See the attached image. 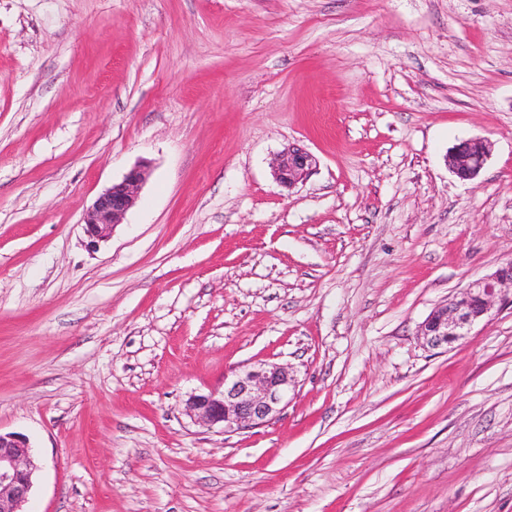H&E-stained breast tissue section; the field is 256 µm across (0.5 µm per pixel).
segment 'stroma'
I'll return each mask as SVG.
<instances>
[{
    "mask_svg": "<svg viewBox=\"0 0 512 512\" xmlns=\"http://www.w3.org/2000/svg\"><path fill=\"white\" fill-rule=\"evenodd\" d=\"M483 138L459 180L446 155ZM317 164L274 179L288 144ZM144 166L89 249L83 217ZM512 0H0V431L25 512H512ZM288 365L268 425L184 411ZM490 154L491 143L487 140L465 139L448 152V167L459 179L473 180L484 169ZM145 178V169L135 166L120 182L112 183L97 197L84 217V232L89 247L96 248L111 236L116 224L136 205ZM503 288L512 290L511 261L493 273L470 282L448 303L435 307L422 322L418 336L431 349L464 340L475 325L491 316ZM36 470L29 442L0 431V512H25Z\"/></svg>",
    "mask_w": 512,
    "mask_h": 512,
    "instance_id": "obj_1",
    "label": "stroma"
}]
</instances>
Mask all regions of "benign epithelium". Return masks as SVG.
Instances as JSON below:
<instances>
[{
  "mask_svg": "<svg viewBox=\"0 0 512 512\" xmlns=\"http://www.w3.org/2000/svg\"><path fill=\"white\" fill-rule=\"evenodd\" d=\"M491 154L485 139H465L447 155L448 167L461 180H473L484 169ZM316 158L303 148L290 145L273 162V176L292 189L303 181ZM146 178L145 169L131 168L117 183L106 188L87 210L84 232L87 245L96 248L132 209ZM504 288H512V264L470 282L448 303L435 307L422 322L418 336L431 349H439L471 335L475 325L491 316L495 299ZM297 386L285 364H247L224 374L223 389L188 396L186 413L207 426L220 425L230 433L264 426L288 405ZM37 465L29 442L15 434L0 432V512H24L34 484Z\"/></svg>",
  "mask_w": 512,
  "mask_h": 512,
  "instance_id": "1",
  "label": "benign epithelium"
}]
</instances>
